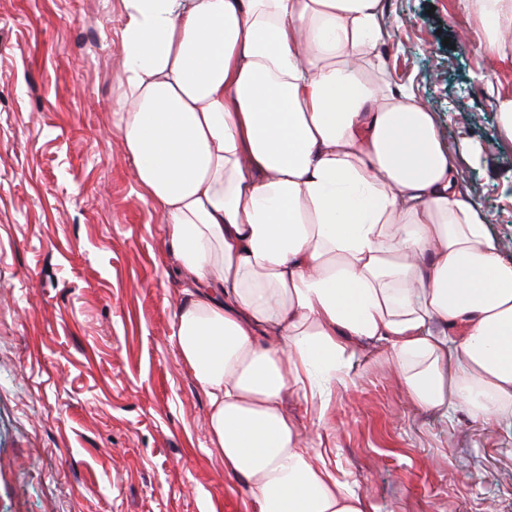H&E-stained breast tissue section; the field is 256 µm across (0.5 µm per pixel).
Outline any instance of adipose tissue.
I'll return each mask as SVG.
<instances>
[{
    "mask_svg": "<svg viewBox=\"0 0 512 512\" xmlns=\"http://www.w3.org/2000/svg\"><path fill=\"white\" fill-rule=\"evenodd\" d=\"M512 69V0H461ZM113 112L190 279L176 347L251 512H371L306 438L364 341L426 410L512 415V259L412 87L382 0H121Z\"/></svg>",
    "mask_w": 512,
    "mask_h": 512,
    "instance_id": "1",
    "label": "adipose tissue"
}]
</instances>
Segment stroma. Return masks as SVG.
Instances as JSON below:
<instances>
[{"mask_svg":"<svg viewBox=\"0 0 512 512\" xmlns=\"http://www.w3.org/2000/svg\"><path fill=\"white\" fill-rule=\"evenodd\" d=\"M459 0H384L412 85L512 258V148ZM120 0H0V512H249L172 342L185 281L112 116ZM318 427L375 512H512V425L418 407L385 345Z\"/></svg>","mask_w":512,"mask_h":512,"instance_id":"obj_1","label":"stroma"}]
</instances>
